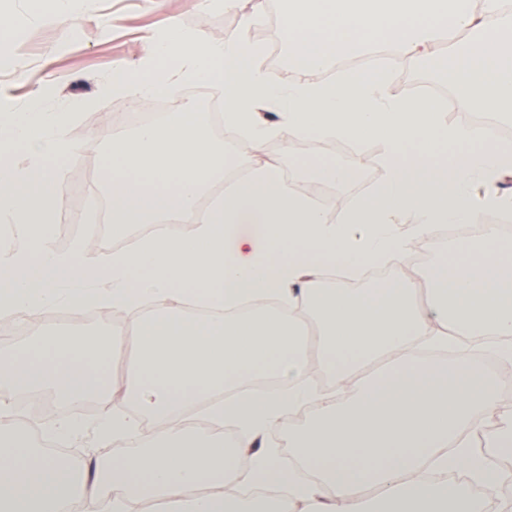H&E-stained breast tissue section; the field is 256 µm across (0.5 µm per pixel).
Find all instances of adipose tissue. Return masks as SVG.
<instances>
[{
	"instance_id": "1",
	"label": "adipose tissue",
	"mask_w": 512,
	"mask_h": 512,
	"mask_svg": "<svg viewBox=\"0 0 512 512\" xmlns=\"http://www.w3.org/2000/svg\"><path fill=\"white\" fill-rule=\"evenodd\" d=\"M201 4L236 13L237 28L219 40L177 24L152 33L141 74L114 69L100 96L172 97L194 83L222 89L224 126L257 160L209 204L202 197L235 159L210 135L207 113L191 105L113 138L105 154L116 228L185 215L188 235L145 234L92 260L82 240L49 248L66 169L78 160L69 136L76 114L45 99L0 113V223L18 234L0 242V300L29 318L61 301L112 311L126 319L135 352L134 376L119 390L99 366L114 349L107 333L52 328L0 355L1 387L100 401L97 439L122 449L76 474L60 455L15 442L22 424L1 419L0 512H74L79 504L126 512L132 501H159L168 512H483L473 486L512 481L470 441L480 434L485 448H498L512 438V408L499 404L502 377L464 356L416 358L411 345L425 338L444 349L464 336L512 364V242L490 225L480 244L443 256L430 271L426 306L406 271L355 292L324 287L322 277L330 265L400 264L441 225L472 223L482 208L511 210L512 196L493 184L512 175V146L493 129L449 123L432 100L392 92L397 68L347 69L337 80L323 72L328 53L352 57L387 41L404 61L436 60L459 105L512 112V0H288L280 37L299 76L287 84L271 79L250 37L265 0ZM446 23L477 36L480 51L457 42L435 57ZM297 136L382 144L381 181L342 222L298 186L346 184L354 166L260 161L267 141ZM439 146L449 148L447 160H432ZM477 183L487 188L478 198ZM61 278L67 288H58ZM185 297L209 317L174 314ZM312 340L322 371L336 389L350 388V400L308 379ZM264 375L278 378L283 394L243 390ZM305 407L315 415L291 446L308 480L258 446ZM194 408L234 428L233 449L184 427ZM145 418L157 425L146 437ZM452 468L466 481L448 484Z\"/></svg>"
}]
</instances>
